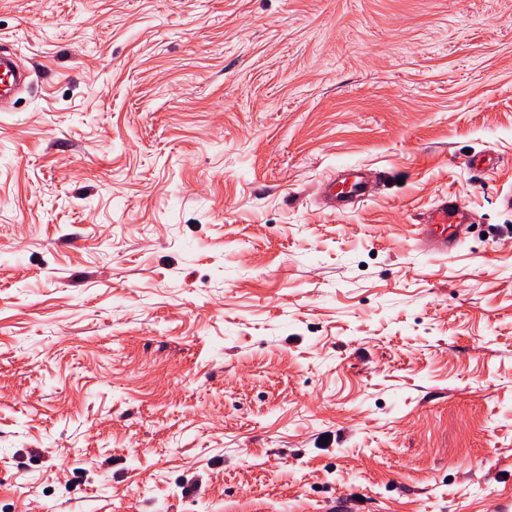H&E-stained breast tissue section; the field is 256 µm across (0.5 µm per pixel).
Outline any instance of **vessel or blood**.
<instances>
[{
  "label": "vessel or blood",
  "mask_w": 512,
  "mask_h": 512,
  "mask_svg": "<svg viewBox=\"0 0 512 512\" xmlns=\"http://www.w3.org/2000/svg\"><path fill=\"white\" fill-rule=\"evenodd\" d=\"M25 81V73L13 55L0 53V96L6 89H19ZM467 205L460 196L439 197L428 209L414 234L415 246L427 254L445 255L459 247L465 237L467 226L463 217Z\"/></svg>",
  "instance_id": "1"
}]
</instances>
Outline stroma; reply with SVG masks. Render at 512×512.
I'll use <instances>...</instances> for the list:
<instances>
[{
	"mask_svg": "<svg viewBox=\"0 0 512 512\" xmlns=\"http://www.w3.org/2000/svg\"><path fill=\"white\" fill-rule=\"evenodd\" d=\"M2 48L0 512H512V0H0ZM9 81L10 77L13 78L12 84L9 87L7 96L12 92L18 90L25 81V72L19 66L16 58L12 54L0 53V99L4 97V93L8 90L6 88V80ZM356 174H353L352 179L348 182L346 190L344 191V197L342 204L340 205L341 210L348 208V205L360 202L368 195V187L363 177L360 175L361 170H354ZM467 205L460 196L443 195L415 224V247L427 254L448 255L464 241L466 229L463 217Z\"/></svg>",
	"mask_w": 512,
	"mask_h": 512,
	"instance_id": "35a3bbf8",
	"label": "stroma"
}]
</instances>
